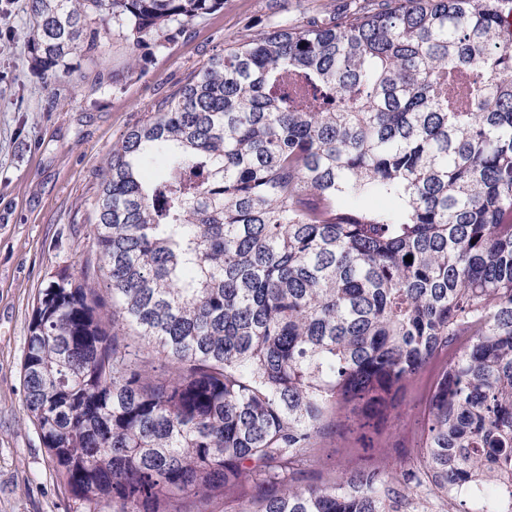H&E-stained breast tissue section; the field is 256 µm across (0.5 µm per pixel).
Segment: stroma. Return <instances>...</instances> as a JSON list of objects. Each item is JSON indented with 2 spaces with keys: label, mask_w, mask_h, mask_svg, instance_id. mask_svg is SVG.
I'll return each mask as SVG.
<instances>
[{
  "label": "stroma",
  "mask_w": 512,
  "mask_h": 512,
  "mask_svg": "<svg viewBox=\"0 0 512 512\" xmlns=\"http://www.w3.org/2000/svg\"><path fill=\"white\" fill-rule=\"evenodd\" d=\"M270 0H224L223 9L188 23L164 47H144L132 68L118 32L100 55L77 54L48 77L28 63L24 0H0V512H76L24 407L21 363L39 293L52 276L92 257L86 209L113 143L168 97L227 40L273 20ZM435 366L407 386L394 436L371 434L394 468L413 454Z\"/></svg>",
  "instance_id": "stroma-1"
}]
</instances>
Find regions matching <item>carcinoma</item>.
I'll use <instances>...</instances> for the list:
<instances>
[{
	"instance_id": "cac0c4a2",
	"label": "carcinoma",
	"mask_w": 512,
	"mask_h": 512,
	"mask_svg": "<svg viewBox=\"0 0 512 512\" xmlns=\"http://www.w3.org/2000/svg\"><path fill=\"white\" fill-rule=\"evenodd\" d=\"M222 8L25 0L29 64L53 73L116 29L136 66ZM509 16L356 0L274 22L112 145L98 272L41 291L22 362L86 512H512ZM431 363L418 467H324V438L385 419Z\"/></svg>"
}]
</instances>
